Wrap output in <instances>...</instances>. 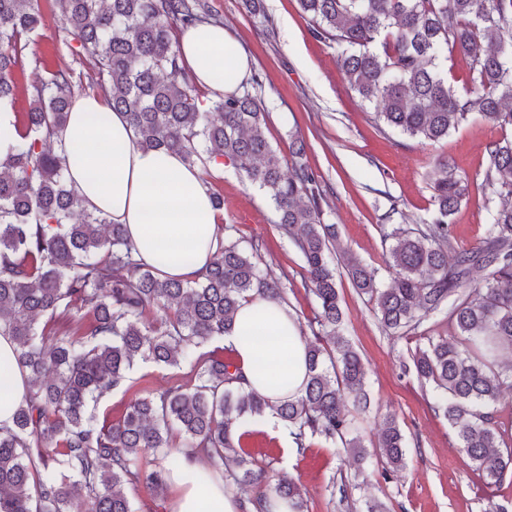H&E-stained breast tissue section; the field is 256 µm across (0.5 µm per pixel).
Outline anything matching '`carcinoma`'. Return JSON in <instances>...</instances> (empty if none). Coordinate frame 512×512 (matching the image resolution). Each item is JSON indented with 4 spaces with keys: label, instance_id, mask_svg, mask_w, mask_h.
I'll return each instance as SVG.
<instances>
[{
    "label": "carcinoma",
    "instance_id": "carcinoma-1",
    "mask_svg": "<svg viewBox=\"0 0 512 512\" xmlns=\"http://www.w3.org/2000/svg\"><path fill=\"white\" fill-rule=\"evenodd\" d=\"M35 0H0V103L15 104L16 72L42 18ZM74 52L93 75L49 70L27 88L29 107L15 113L14 152L0 162V334L18 345L29 394L0 428V512H132L127 485L161 494L172 470L190 459L213 462L228 485H259L241 512H265L269 499L305 512L288 474L266 480V467L245 450L244 420L266 412L297 448L323 439L342 462L375 457L386 473L407 464L408 441L391 415L368 443L356 417L369 411L364 362L344 337L336 280L343 263L353 288L375 301L386 332L411 331L447 311L457 335L429 340L413 363L429 385L432 409L455 430L460 448L489 485L512 471V448L493 417L512 370L497 363L512 350V140L486 147L485 185L501 200L479 246L454 251L450 219L465 191L446 160L433 180L430 224L394 229L383 287L376 270L340 247L325 223L323 189L303 161L306 143L288 154L267 135L268 107L247 79L204 107L187 79L179 24L211 23L207 0H56ZM311 35L336 46L349 88L380 105L375 120L412 138L437 142L468 121L512 127V0H298ZM460 58L462 75L442 63ZM462 83L461 89L455 83ZM104 92L126 113L146 150L166 149L210 173L227 159L264 190L278 227L301 253L314 296L301 394L273 402L243 389V375L223 354L201 346L231 331L239 302L253 295L284 300L279 278L258 263L259 244L222 242L198 279L161 276L138 261L125 227L93 212L70 186L66 149L58 143L74 89ZM483 285L462 290L471 269ZM89 318L79 335L49 338L40 319ZM184 365L189 379L130 401L122 417L98 424L91 406L123 386L135 358ZM185 440L175 446L176 438ZM160 458L153 468L143 459Z\"/></svg>",
    "mask_w": 512,
    "mask_h": 512
}]
</instances>
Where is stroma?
Wrapping results in <instances>:
<instances>
[{
	"instance_id": "1",
	"label": "stroma",
	"mask_w": 512,
	"mask_h": 512,
	"mask_svg": "<svg viewBox=\"0 0 512 512\" xmlns=\"http://www.w3.org/2000/svg\"><path fill=\"white\" fill-rule=\"evenodd\" d=\"M208 3L253 61L269 110L271 143L284 149L291 135L302 134L307 142L305 162L327 192V223L335 225L353 256L377 269L380 283L389 280L386 233L397 226L420 228L430 218L431 185L439 160L455 165L467 183L466 195L451 218L454 246H478L495 206L483 183L485 147L512 139L511 127L465 122L435 143L377 127L373 106L361 105L349 90L335 48L312 37L297 0H263L271 18L267 24L248 12L245 0ZM37 7L43 25L31 38L24 69L16 74L21 87L60 66L81 73L88 69L86 61L71 51L55 0H38ZM208 187L224 198V222L233 228L232 239L245 247L259 243L262 267L284 276L286 303L301 332H308L314 297L304 286L297 252L276 227L268 196L245 182L229 163L214 171ZM338 287L346 335L364 360L373 398V409L360 419V429L365 438H374L383 417L394 415L410 444L406 468L387 474L374 463L361 469L344 465L334 449L318 439L304 454H297L287 433L270 421L250 438L253 456L270 472L282 470L299 479L307 512H363L369 499L384 502L389 512H491L497 504L512 510V476L491 487L482 481L459 449L454 429L431 410L428 388L416 374L413 358L428 337L453 335L448 320L433 316L418 329L392 337L382 331L373 302L358 295L348 277H339ZM185 371L182 365L136 361L126 385L99 403V421L118 418L131 399L171 386ZM335 482L346 486V496L332 492Z\"/></svg>"
}]
</instances>
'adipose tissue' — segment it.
Returning <instances> with one entry per match:
<instances>
[{
	"instance_id": "ef3b65f1",
	"label": "adipose tissue",
	"mask_w": 512,
	"mask_h": 512,
	"mask_svg": "<svg viewBox=\"0 0 512 512\" xmlns=\"http://www.w3.org/2000/svg\"><path fill=\"white\" fill-rule=\"evenodd\" d=\"M180 55L200 86L234 92L250 73V60L223 26L185 29ZM69 148L67 175L86 204L126 225L138 258L165 276L189 282L198 278L217 252L220 213L201 181V170L177 154L145 150L125 113L113 111L108 97L75 96L59 134ZM241 369L246 391L270 400L297 395L306 379V348L296 317L286 304L250 297L241 301L232 331L224 334ZM16 345L0 335V427L13 423L29 383L16 368ZM173 512H240L238 498L214 481L200 463L171 474Z\"/></svg>"
}]
</instances>
